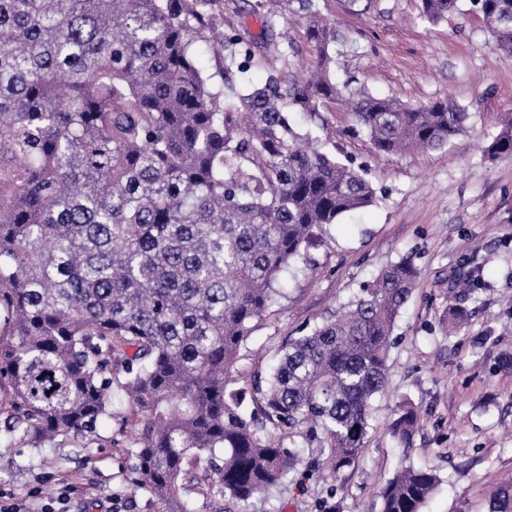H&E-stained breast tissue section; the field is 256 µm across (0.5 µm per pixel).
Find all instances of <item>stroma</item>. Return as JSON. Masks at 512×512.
<instances>
[{
  "mask_svg": "<svg viewBox=\"0 0 512 512\" xmlns=\"http://www.w3.org/2000/svg\"><path fill=\"white\" fill-rule=\"evenodd\" d=\"M321 15L346 39L335 73L347 91L406 105L446 98L470 114L468 132L445 150L377 155L352 134L347 105L337 100L303 118L341 162L365 167L374 204L315 229L303 260L279 276L284 289L257 323L235 366L249 390L267 372L285 338L336 313L382 268L411 258L420 270L396 319L389 393L377 398L365 449L336 479L302 461L283 485L234 512H376L377 492L401 465L433 467L440 483L423 512H487L492 492L512 483V160L490 161L481 147L512 114V54L499 51L474 0L432 23L421 0H318ZM476 286L461 297L456 281ZM464 300L467 318L445 332L449 308ZM414 406L420 427L400 444L391 423ZM134 408L115 397L111 418L93 440L60 447L16 448L0 458V505L15 512H160L134 488L123 431Z\"/></svg>",
  "mask_w": 512,
  "mask_h": 512,
  "instance_id": "1",
  "label": "stroma"
}]
</instances>
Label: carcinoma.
I'll return each mask as SVG.
<instances>
[{"label":"carcinoma","mask_w":512,"mask_h":512,"mask_svg":"<svg viewBox=\"0 0 512 512\" xmlns=\"http://www.w3.org/2000/svg\"><path fill=\"white\" fill-rule=\"evenodd\" d=\"M262 32L224 0H0V448L90 436L114 391L136 411L132 484L162 512H192L185 490L246 504L300 461L295 436L331 479L364 448L373 400L388 386L395 320L412 295L403 260L364 284L351 309L280 346L242 407L233 371L279 275L315 227L371 206L364 170L336 160L289 113L315 116L342 96L340 38L318 0H246ZM430 22L458 0H421ZM512 53V0H476ZM304 23L316 62L288 72L277 29ZM216 41L222 85L198 60ZM267 72L251 88L247 73ZM351 131L381 154L443 149L468 129L450 98L405 107L363 95ZM512 158V117L485 148ZM413 409L393 423L408 443ZM440 479L398 469L380 512H422ZM488 512H512V484Z\"/></svg>","instance_id":"carcinoma-1"}]
</instances>
